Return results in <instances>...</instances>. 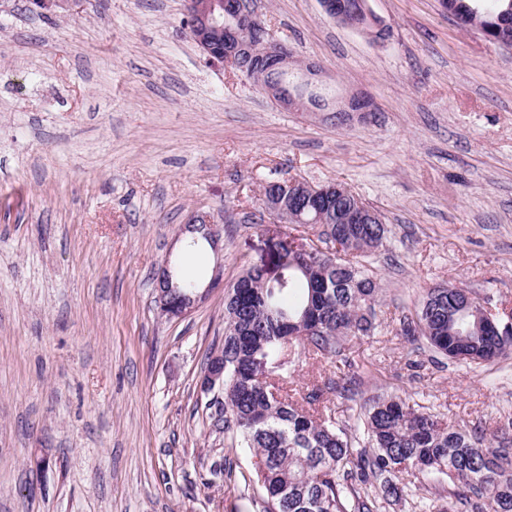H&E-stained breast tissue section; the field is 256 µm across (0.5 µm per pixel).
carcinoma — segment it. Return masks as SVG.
Here are the masks:
<instances>
[{
  "label": "carcinoma",
  "mask_w": 512,
  "mask_h": 512,
  "mask_svg": "<svg viewBox=\"0 0 512 512\" xmlns=\"http://www.w3.org/2000/svg\"><path fill=\"white\" fill-rule=\"evenodd\" d=\"M512 0H456L467 13L504 8ZM354 200L342 185L326 198L323 233L336 254L311 257L289 234L279 245L277 276L251 266L224 298V419L217 420L259 459L254 476L265 512H383L403 500L418 475L461 489L451 512H512V441L483 429L443 425L427 408L399 397L360 406L349 427L326 411H309L287 393L285 347L333 357L350 336L375 330L379 286L368 258L383 245L387 225L343 224ZM461 289H430L400 334L424 338L438 353L480 364L512 351V334L477 325L463 311ZM276 377H259V364Z\"/></svg>",
  "instance_id": "1"
}]
</instances>
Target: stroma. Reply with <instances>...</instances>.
<instances>
[{"label":"stroma","mask_w":512,"mask_h":512,"mask_svg":"<svg viewBox=\"0 0 512 512\" xmlns=\"http://www.w3.org/2000/svg\"><path fill=\"white\" fill-rule=\"evenodd\" d=\"M254 3L329 96L375 111L280 110L206 60L184 0H0V512H264L250 450L214 425L221 391L199 383L224 341L215 266L229 285L270 259L268 180L340 183L389 229L375 334L297 361L296 401L320 389L341 422L391 396L452 427L512 421V356L458 364L399 332L439 284L512 314V48L439 0H368L383 44L319 0ZM197 211L223 250L188 248ZM167 264L209 290L181 319L155 306Z\"/></svg>","instance_id":"stroma-1"}]
</instances>
